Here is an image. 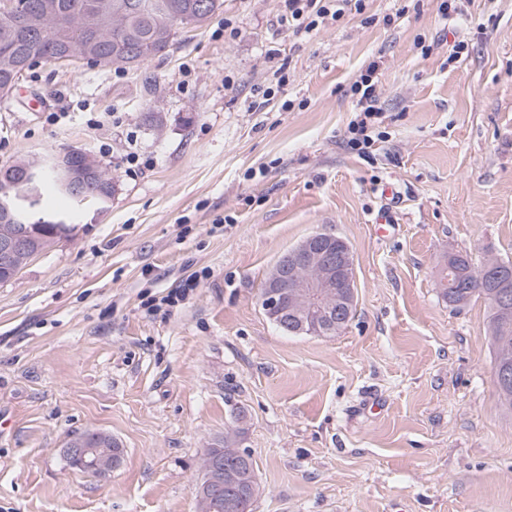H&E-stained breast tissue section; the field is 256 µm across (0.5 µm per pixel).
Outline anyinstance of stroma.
<instances>
[{
  "label": "stroma",
  "mask_w": 512,
  "mask_h": 512,
  "mask_svg": "<svg viewBox=\"0 0 512 512\" xmlns=\"http://www.w3.org/2000/svg\"><path fill=\"white\" fill-rule=\"evenodd\" d=\"M439 2L365 0L304 34L284 0H224L164 55L42 62L0 101V165L77 147L115 184L99 217L52 201L78 234L0 282V512H195L234 429L255 512H512L487 306L437 286L449 252L512 259V0H457L460 24ZM373 60L368 159L346 130ZM318 231L354 253V315L289 336L261 293ZM88 430L122 449L107 476L64 456Z\"/></svg>",
  "instance_id": "1"
}]
</instances>
